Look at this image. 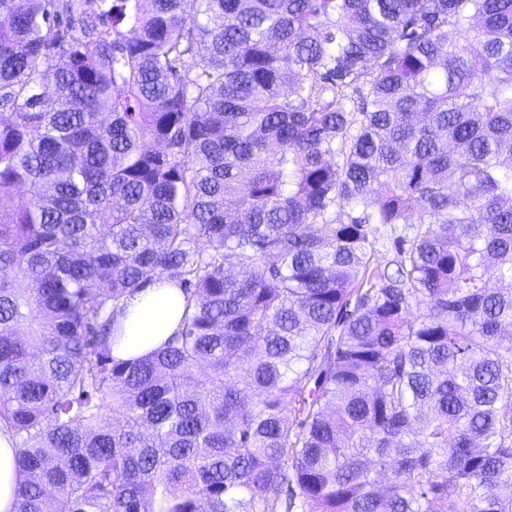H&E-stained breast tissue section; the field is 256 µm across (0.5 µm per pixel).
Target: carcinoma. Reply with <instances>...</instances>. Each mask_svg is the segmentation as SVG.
Instances as JSON below:
<instances>
[{"label":"carcinoma","mask_w":512,"mask_h":512,"mask_svg":"<svg viewBox=\"0 0 512 512\" xmlns=\"http://www.w3.org/2000/svg\"><path fill=\"white\" fill-rule=\"evenodd\" d=\"M0 112L14 512H512V0H0ZM186 301L183 289L166 278L132 295L115 319L112 355L132 359L161 346L180 327Z\"/></svg>","instance_id":"cac0c4a2"}]
</instances>
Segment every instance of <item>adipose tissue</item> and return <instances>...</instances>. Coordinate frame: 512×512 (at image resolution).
<instances>
[{
  "label": "adipose tissue",
  "mask_w": 512,
  "mask_h": 512,
  "mask_svg": "<svg viewBox=\"0 0 512 512\" xmlns=\"http://www.w3.org/2000/svg\"><path fill=\"white\" fill-rule=\"evenodd\" d=\"M187 296L174 281L157 279L128 298L115 319L112 354L119 359L143 356L161 346L180 327ZM15 441L0 431V512H13L18 483Z\"/></svg>",
  "instance_id": "ef3b65f1"
}]
</instances>
